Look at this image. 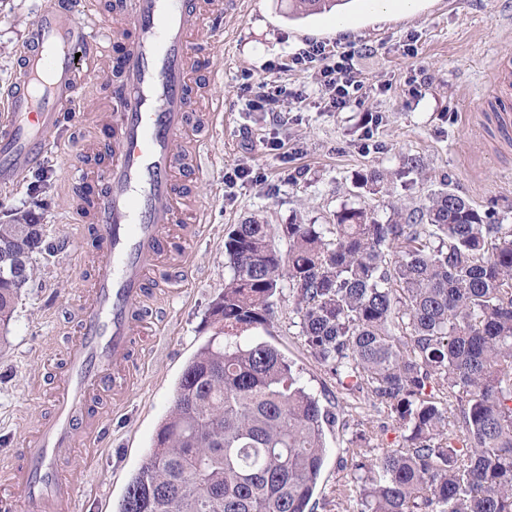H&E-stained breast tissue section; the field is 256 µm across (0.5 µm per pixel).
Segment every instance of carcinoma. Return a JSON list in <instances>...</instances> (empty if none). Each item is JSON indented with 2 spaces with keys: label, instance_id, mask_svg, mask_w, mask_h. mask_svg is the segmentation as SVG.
Segmentation results:
<instances>
[{
  "label": "carcinoma",
  "instance_id": "cac0c4a2",
  "mask_svg": "<svg viewBox=\"0 0 512 512\" xmlns=\"http://www.w3.org/2000/svg\"><path fill=\"white\" fill-rule=\"evenodd\" d=\"M347 2L289 0V13ZM386 184L379 169L354 177L372 194ZM47 248L28 215L0 224V323ZM224 260L214 333L186 364L119 512H309L338 416L254 336L274 323L285 280L311 356L403 430L402 448L369 465L358 456L377 436L351 443L367 475L324 500L326 512H512L511 224L442 188L385 219L353 206L334 224L254 218L228 232Z\"/></svg>",
  "mask_w": 512,
  "mask_h": 512
}]
</instances>
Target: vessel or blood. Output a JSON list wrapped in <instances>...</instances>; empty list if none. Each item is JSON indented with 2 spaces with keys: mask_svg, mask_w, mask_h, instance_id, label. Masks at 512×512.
<instances>
[{
  "mask_svg": "<svg viewBox=\"0 0 512 512\" xmlns=\"http://www.w3.org/2000/svg\"><path fill=\"white\" fill-rule=\"evenodd\" d=\"M239 0H124L112 18V38L123 46L121 75L112 88V154L101 168L82 169L95 183L79 206L82 234L92 239V274L74 311L66 357L50 376L52 414L15 448L0 472V512H75L67 473L81 449L106 430L101 395L127 393L141 369V339L162 327L166 313L153 305L161 278L179 280L187 246L205 222L202 211L180 223L203 154L189 134L207 143L217 126L214 113L190 112L209 72L200 50L205 31H222ZM79 0H46L21 66L0 94L7 115L0 121V182H17L35 165L47 135L74 110L85 80L77 55L94 57L99 44L78 17ZM500 101L498 125L512 131V59L493 72Z\"/></svg>",
  "mask_w": 512,
  "mask_h": 512,
  "instance_id": "1",
  "label": "vessel or blood"
}]
</instances>
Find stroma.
Instances as JSON below:
<instances>
[{
    "instance_id": "35a3bbf8",
    "label": "stroma",
    "mask_w": 512,
    "mask_h": 512,
    "mask_svg": "<svg viewBox=\"0 0 512 512\" xmlns=\"http://www.w3.org/2000/svg\"><path fill=\"white\" fill-rule=\"evenodd\" d=\"M42 0H0V89L10 83L16 57L28 37ZM495 0H410L381 16L370 0H350L337 11L303 19L288 15V0H241L240 13L224 25L212 47L217 73L206 95L190 105L195 113L221 108L217 130L205 155V171L193 188L191 208L207 213L197 241L190 244L186 281L164 294L166 324L142 339L146 359L133 389L121 400L104 398L109 435L90 448L70 472L80 512H118L131 476L150 450L159 423L168 415L187 362L213 330L208 310L223 290L224 236L233 225L255 217L273 225L296 220L332 224L342 205L363 206L387 217L391 206L410 210L427 202L440 180L495 223L512 224V145L498 139L485 115L490 65L512 57V26L494 9ZM354 47L353 64L364 82L360 104L337 112L317 98L284 99L278 116L248 111L239 96L244 74L296 90L310 85L312 72L287 69L305 43ZM115 43L103 44L83 85L74 123L48 136L40 160L14 186L0 184V221L31 212L52 253L33 257L36 275L24 288L8 326L0 329V460L50 410L42 388L49 364L62 358L72 309L91 271L89 248L75 235L83 214L77 208L85 186L72 179L74 166L103 165L108 153L100 119L115 110L112 58ZM283 64L267 72L269 63ZM424 79L421 96L409 95L414 73ZM484 97V109L473 103ZM421 165L407 171V159ZM251 173L234 187L224 183L237 165ZM388 174L385 193H358L359 171ZM277 318L262 332L292 362L319 402L337 410L343 427L326 432V456L311 512L354 473L344 448L363 429L383 427V445L398 448L401 431L381 413L358 414L352 395L307 351L288 320L289 288L275 297Z\"/></svg>"
}]
</instances>
